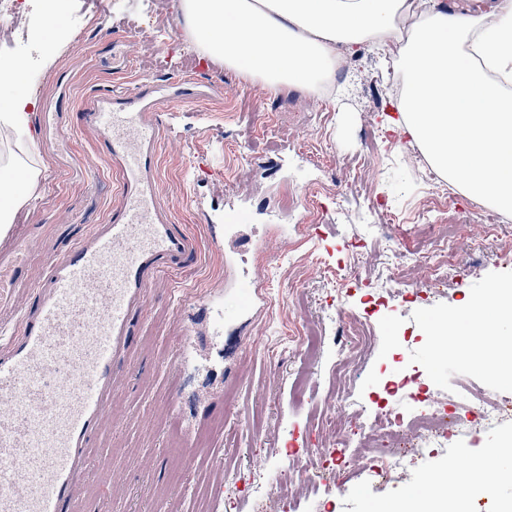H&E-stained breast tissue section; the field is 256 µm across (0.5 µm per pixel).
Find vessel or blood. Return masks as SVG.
Here are the masks:
<instances>
[{
  "label": "vessel or blood",
  "instance_id": "obj_1",
  "mask_svg": "<svg viewBox=\"0 0 512 512\" xmlns=\"http://www.w3.org/2000/svg\"><path fill=\"white\" fill-rule=\"evenodd\" d=\"M127 188L125 206L52 268L21 335L0 345V512H63L85 476L112 369L149 272L189 254L187 238L156 216L150 113L98 107Z\"/></svg>",
  "mask_w": 512,
  "mask_h": 512
}]
</instances>
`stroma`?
I'll use <instances>...</instances> for the list:
<instances>
[{"label": "stroma", "mask_w": 512, "mask_h": 512, "mask_svg": "<svg viewBox=\"0 0 512 512\" xmlns=\"http://www.w3.org/2000/svg\"><path fill=\"white\" fill-rule=\"evenodd\" d=\"M97 0H65L55 44L44 39L43 9L30 8L25 30L0 31V57L22 61L27 87L37 93L28 159L37 172V198L14 217L0 251L20 247L22 280L0 290V328L22 332L21 316L52 267L126 202L120 175L103 148L89 111L137 97L153 87L159 128L156 205L185 235L191 255L149 276L129 315L125 356L116 364L101 429L88 450L89 467L67 512H253L246 493L228 487L254 466L278 479L289 436L315 439L314 411L327 410L328 374L302 354L294 337L321 317L325 268L348 264L351 244L389 240L383 261L424 255L433 240L405 237L379 226L389 209L407 222L435 223L420 210L423 188L401 160L412 146L384 125L399 99L402 73L385 54L361 46L342 55L338 104L288 88L270 90L218 63L201 61L186 34L179 0H112L107 32L73 36ZM244 223L224 224L227 210ZM485 220L456 224L461 261L444 295L397 300L367 309L371 271L360 267L336 302L368 315L379 337L353 389L371 401L385 385L417 376L429 391L467 384L512 397V322L499 325L497 344L472 362L438 366L430 325L512 283V213L484 206ZM482 239L473 248L474 239ZM257 288L252 309L239 312L236 282ZM214 304L234 315L222 337L202 339V309ZM310 372L312 407L291 405V385ZM222 424L206 447L177 441L180 432ZM512 437V424L484 425L446 448L423 449L401 481L378 484L369 473L337 472L335 494L299 487L295 512H362L363 500L387 506L450 463L492 470L481 451Z\"/></svg>", "instance_id": "stroma-1"}]
</instances>
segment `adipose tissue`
Segmentation results:
<instances>
[{"mask_svg":"<svg viewBox=\"0 0 512 512\" xmlns=\"http://www.w3.org/2000/svg\"><path fill=\"white\" fill-rule=\"evenodd\" d=\"M184 25L204 58L262 80L271 90L313 91L333 76L337 47L387 51L396 21L417 16L401 49L402 98L391 131L418 143L431 167L468 197L512 213V0L493 14L448 11L443 0H180ZM27 72L0 59V127L26 130L33 100ZM25 162L0 166V234L33 194ZM469 473L453 468L395 501L389 512L464 507Z\"/></svg>","mask_w":512,"mask_h":512,"instance_id":"adipose-tissue-1","label":"adipose tissue"}]
</instances>
